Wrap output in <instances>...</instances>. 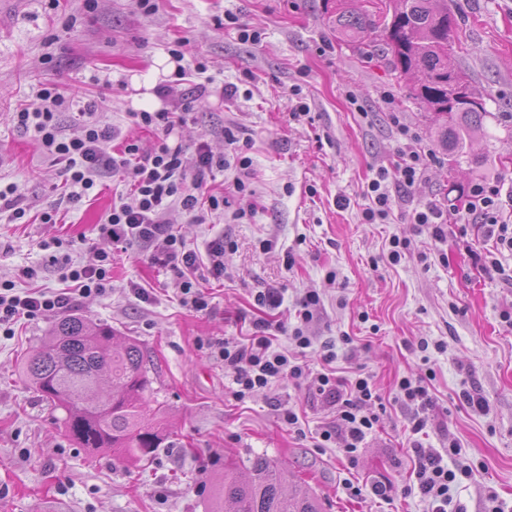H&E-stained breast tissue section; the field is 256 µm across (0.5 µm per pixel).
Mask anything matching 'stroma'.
I'll return each instance as SVG.
<instances>
[{
	"instance_id": "35a3bbf8",
	"label": "stroma",
	"mask_w": 512,
	"mask_h": 512,
	"mask_svg": "<svg viewBox=\"0 0 512 512\" xmlns=\"http://www.w3.org/2000/svg\"><path fill=\"white\" fill-rule=\"evenodd\" d=\"M327 0H156L151 15L135 0H0V183L17 184L28 223L14 224L0 211V282L21 290L59 289L58 265L40 245L69 242L72 259L89 263L99 245L98 226L112 205L126 201L119 178L102 179L95 197L60 210L58 221L40 215L66 190L60 170L46 169L36 139L14 126L13 112L43 85L67 98L99 104L102 121L122 128L127 139L151 147L154 135L130 115L178 105L161 98L160 86L176 81L167 67L170 49L182 44L180 65L205 64L214 79L209 96L195 102L179 131L192 148L206 142L228 162L209 181V192L229 200L223 216L192 224L171 219L186 245L203 250L221 234L232 242L224 254V280L202 281L211 312L181 303L173 272L150 261L149 249L132 246L112 256V291L82 300L77 313L132 336L151 356L149 406H164L172 438L149 459L92 453L76 447L60 412L42 399L19 369L39 345L57 313L19 318L11 335L0 332V512H208L202 488L226 462L246 468L262 456L285 463L292 479L309 483L325 512H428L413 476V445L446 454L450 469L468 468L454 504L485 512L496 493L512 512V286L499 272L473 264L472 253L512 269V253L498 250L480 224L466 235L433 245L410 222L413 209L449 200V186L468 189L481 178H498L512 194V0H448L462 20L458 64L482 95L489 113L487 135L476 140L475 163L449 166L447 155L427 172L383 224L361 217L363 191L372 171L392 166L399 143L388 107L432 144L425 104L410 95L389 61L336 41ZM238 17L260 36L243 42ZM332 51L322 52L323 42ZM310 112L296 118L298 102ZM250 158L245 190H236L238 155ZM452 201V200H449ZM454 207L464 198L452 201ZM408 239L400 264L386 260L391 237ZM274 240L264 249V240ZM335 281H328V272ZM278 288L279 308H258V291ZM317 291L320 305L309 331L319 340L351 336L336 374L371 376L382 397L380 421L355 458L337 444L323 448L319 434L336 419L316 394L310 377L281 381L239 401L232 372L211 353L213 343L250 336L254 319L271 322L275 347L294 350L297 302ZM447 349L419 350L420 339ZM426 376L434 406L421 433L413 413L395 398L400 377ZM480 394L489 412H473L461 390ZM293 407L298 428L280 419ZM459 452L448 456L449 443ZM389 480L385 498L374 485Z\"/></svg>"
}]
</instances>
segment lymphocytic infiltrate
<instances>
[{
	"instance_id": "lymphocytic-infiltrate-1",
	"label": "lymphocytic infiltrate",
	"mask_w": 512,
	"mask_h": 512,
	"mask_svg": "<svg viewBox=\"0 0 512 512\" xmlns=\"http://www.w3.org/2000/svg\"><path fill=\"white\" fill-rule=\"evenodd\" d=\"M77 109L82 119L79 136H67L59 122L60 112ZM192 105L162 108L154 112L132 113L133 123L152 132L156 143L151 151H142L137 143H128L123 154L114 155L111 143L117 131L112 124L97 117L95 104L75 107L55 87L37 90L34 100L15 112L17 128L33 133L41 145L43 159L50 166H63L68 191L62 197L68 208H78L107 175L122 177L130 185L131 203L109 211L99 226V236L108 246L97 253L98 261L84 265L70 257L61 260L66 281L73 288L64 292H19L10 284L0 285V327L10 326L20 316L34 318L39 314L69 307L78 299L104 295L112 282V252L115 245L148 246L152 263L173 271L181 284V301L197 312L208 311L207 295L197 281L203 276L221 279L224 276L223 236L207 241L204 253L186 246L167 216L180 210L191 223H206L212 213L223 210L227 203L221 195L207 193L206 180L213 172L223 170L226 161L214 156L207 143H200L194 154H187L179 143H173L177 129L183 126ZM392 167L374 169L367 184L369 205L362 212L365 223L379 224L389 219L398 193H410L428 167L436 163L433 150L398 151ZM411 221L427 229L434 242L447 239L448 223L486 225L495 233L501 249L512 252V205L502 200V186L497 179H482L469 191L463 211L449 212L447 205L428 203L416 208ZM270 324L265 320L254 323L251 336L241 341H224L219 356L233 373V395L242 400L255 391L266 389L281 380L299 381L313 377L316 393L336 409L340 427H326L321 438L326 442H341L346 455H353L379 422L374 410L381 400L370 376L342 378L332 368L338 357V344H351V337L340 343L323 345L322 371L310 373L306 363L297 356L278 351L269 336ZM396 398L414 411L413 433H420L425 415L434 400L425 378H401ZM415 476L420 496L430 506V512H448L454 493L460 484L456 471L443 463L442 454L414 446Z\"/></svg>"
}]
</instances>
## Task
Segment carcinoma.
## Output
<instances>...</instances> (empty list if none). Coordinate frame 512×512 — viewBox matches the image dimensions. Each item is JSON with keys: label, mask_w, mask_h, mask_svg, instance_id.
<instances>
[{"label": "carcinoma", "mask_w": 512, "mask_h": 512, "mask_svg": "<svg viewBox=\"0 0 512 512\" xmlns=\"http://www.w3.org/2000/svg\"><path fill=\"white\" fill-rule=\"evenodd\" d=\"M353 0H336L329 19L348 46L391 57L398 77L412 76L413 96L427 104L439 146L457 164L489 115L483 100H459L466 80L451 42L459 28L448 0H386L375 13ZM149 357L134 338H118L112 326L69 314L51 327L21 370L41 396L64 412L61 422L80 448L118 450L142 459L168 438L159 415L149 413ZM209 512H322L311 489L288 481V469L257 457L243 476L224 465L208 488Z\"/></svg>", "instance_id": "obj_1"}]
</instances>
